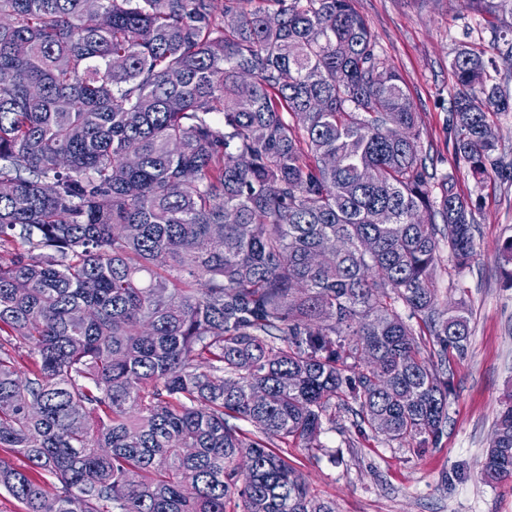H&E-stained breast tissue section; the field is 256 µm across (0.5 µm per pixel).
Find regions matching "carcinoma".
<instances>
[{"instance_id": "cac0c4a2", "label": "carcinoma", "mask_w": 512, "mask_h": 512, "mask_svg": "<svg viewBox=\"0 0 512 512\" xmlns=\"http://www.w3.org/2000/svg\"><path fill=\"white\" fill-rule=\"evenodd\" d=\"M451 68L456 160L512 182L484 133L508 87L467 45ZM417 123L352 0H0V489L24 512H335L280 445L345 398L438 439L471 328L432 274L475 242ZM501 256L512 286V237ZM481 476L512 482V391Z\"/></svg>"}]
</instances>
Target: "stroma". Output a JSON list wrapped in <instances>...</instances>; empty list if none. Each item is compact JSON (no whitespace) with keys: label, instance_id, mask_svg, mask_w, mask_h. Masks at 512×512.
I'll use <instances>...</instances> for the list:
<instances>
[{"label":"stroma","instance_id":"1","mask_svg":"<svg viewBox=\"0 0 512 512\" xmlns=\"http://www.w3.org/2000/svg\"><path fill=\"white\" fill-rule=\"evenodd\" d=\"M353 7L414 100L434 170L453 174L473 205V257L461 265L441 249L433 277L441 306L465 300L471 336L465 354L448 355L453 390L438 440L389 441L360 429L352 400L335 422H324L317 447L292 443L284 452L335 512H512V483L492 486L479 475L500 401L512 388V287L499 269V248L512 236V184L476 182L456 165L447 122L450 63L460 44L483 51L494 81L512 79V61L495 41L512 15L479 18L462 0H353Z\"/></svg>","mask_w":512,"mask_h":512}]
</instances>
